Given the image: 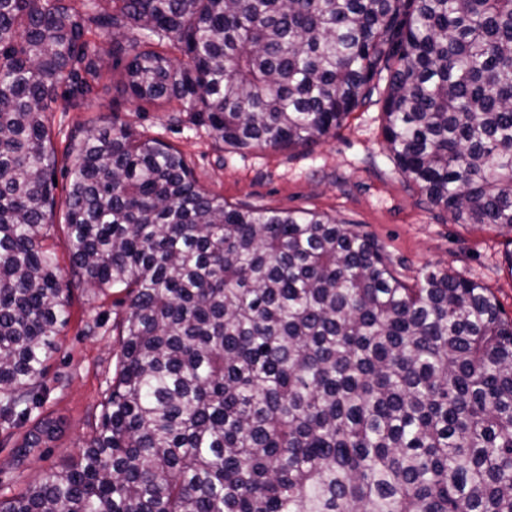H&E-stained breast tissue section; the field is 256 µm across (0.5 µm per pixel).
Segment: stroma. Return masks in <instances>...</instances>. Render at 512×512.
Masks as SVG:
<instances>
[{
	"label": "stroma",
	"instance_id": "35a3bbf8",
	"mask_svg": "<svg viewBox=\"0 0 512 512\" xmlns=\"http://www.w3.org/2000/svg\"><path fill=\"white\" fill-rule=\"evenodd\" d=\"M117 80L116 71L105 69L86 100L72 106L58 99L48 113L60 153L55 197H63L75 162L64 154L70 140L90 127L126 124L180 150L199 185L227 203L309 210L359 225L383 246L407 283L428 271L450 269L488 288L512 318V249L505 237L491 226L452 223L446 212L421 204L417 188L386 155L379 107L358 109L336 137L310 148L235 151L172 105L128 101ZM66 312L39 407L40 414L61 418L64 431L17 467L13 450L26 429L0 430V482H32L67 463L99 420L115 372L121 309L114 297H96L75 284Z\"/></svg>",
	"mask_w": 512,
	"mask_h": 512
}]
</instances>
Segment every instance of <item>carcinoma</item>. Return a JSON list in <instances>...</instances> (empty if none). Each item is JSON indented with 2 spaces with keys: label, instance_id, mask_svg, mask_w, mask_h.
<instances>
[{
  "label": "carcinoma",
  "instance_id": "carcinoma-1",
  "mask_svg": "<svg viewBox=\"0 0 512 512\" xmlns=\"http://www.w3.org/2000/svg\"><path fill=\"white\" fill-rule=\"evenodd\" d=\"M0 0V427L31 420L67 323L44 245L47 112L102 76L236 150L310 148L378 96L422 202L512 243V0ZM71 276L121 293L96 432L0 512H512V318L415 287L356 225L230 205L129 126L75 142ZM37 419L18 461L56 440Z\"/></svg>",
  "mask_w": 512,
  "mask_h": 512
}]
</instances>
